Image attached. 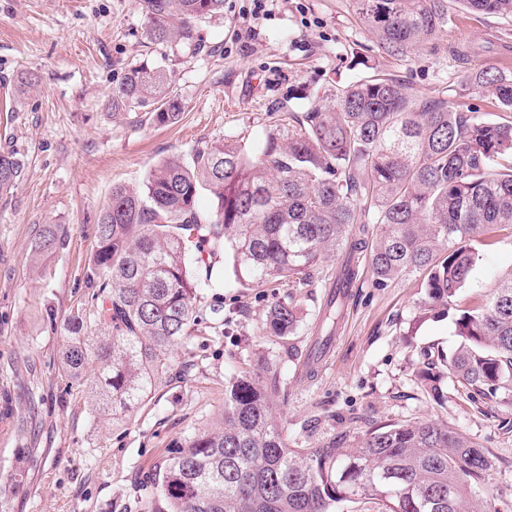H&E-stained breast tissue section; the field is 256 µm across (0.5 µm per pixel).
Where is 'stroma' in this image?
Listing matches in <instances>:
<instances>
[{"label": "stroma", "mask_w": 512, "mask_h": 512, "mask_svg": "<svg viewBox=\"0 0 512 512\" xmlns=\"http://www.w3.org/2000/svg\"><path fill=\"white\" fill-rule=\"evenodd\" d=\"M450 22L408 57L382 51L354 0H224L191 40L155 42L143 0H0V149L24 177L0 198V512H147L152 473L168 449L217 422L232 368L272 365L281 394L276 420L295 448L349 447L384 422L436 419L485 449L491 512H512V394L471 399L454 379L436 405L416 373L459 343L453 316L428 312L425 279L378 287L362 265L336 321L332 352L315 373L302 363L315 336L328 259L306 285L240 287L230 261L200 291L199 323L174 366L131 421L95 416L91 395L71 382L60 353L73 316L89 312L97 224L115 184L143 187L171 156L224 141L260 147L295 126L336 88L391 77L484 118L512 121L466 76L512 62V18L443 0ZM157 63L172 76L182 112L161 124L150 109L113 115L112 90L127 71ZM35 77L27 89L20 76ZM63 243L35 254L44 225ZM512 277V230L497 231L455 305L486 298ZM294 298L300 322L268 335L265 316Z\"/></svg>", "instance_id": "1"}]
</instances>
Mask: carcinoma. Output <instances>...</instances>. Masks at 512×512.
I'll return each instance as SVG.
<instances>
[{"instance_id": "carcinoma-1", "label": "carcinoma", "mask_w": 512, "mask_h": 512, "mask_svg": "<svg viewBox=\"0 0 512 512\" xmlns=\"http://www.w3.org/2000/svg\"><path fill=\"white\" fill-rule=\"evenodd\" d=\"M469 9L512 17V0H465ZM380 47L403 56L448 26L441 0H355ZM150 39L189 40L195 22L219 16L224 0H144ZM469 84L512 112V76L478 69ZM112 114L153 107L161 124L181 107L166 69L140 64L112 90ZM285 142H280V139ZM23 164L0 152V198ZM209 192L212 213L197 201ZM377 226L373 241L362 238ZM491 226L512 228V122L409 90L392 78L351 83L305 113L300 126L248 152L224 141L173 156L150 173L145 191L116 185L97 230L93 309L68 322L60 361L84 382L98 366L93 412L127 421L152 398L194 331L199 283L231 247L243 288L272 279L306 284L329 254L344 253L336 287L358 276L369 251L377 286L426 272L429 310L446 308L465 286L478 255L473 242ZM62 244L46 224L37 250ZM340 303L320 311L317 344L333 337ZM300 321L293 299L266 314L272 336ZM460 344L418 378L436 403L454 376L473 394L512 392V278L456 319ZM276 376L244 371L224 384V416L193 433L155 467L152 512H335L367 501L378 512H489L490 462L467 435L435 420L392 422L352 448H290L272 414Z\"/></svg>"}]
</instances>
